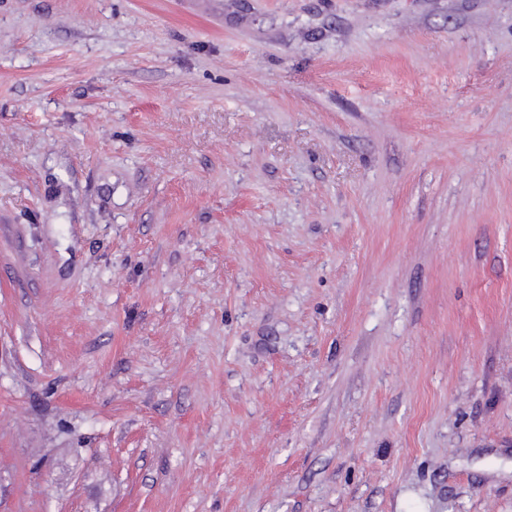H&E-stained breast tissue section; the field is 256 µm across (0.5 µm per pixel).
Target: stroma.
Listing matches in <instances>:
<instances>
[{"mask_svg": "<svg viewBox=\"0 0 512 512\" xmlns=\"http://www.w3.org/2000/svg\"><path fill=\"white\" fill-rule=\"evenodd\" d=\"M0 512H512V0H0Z\"/></svg>", "mask_w": 512, "mask_h": 512, "instance_id": "35a3bbf8", "label": "stroma"}]
</instances>
